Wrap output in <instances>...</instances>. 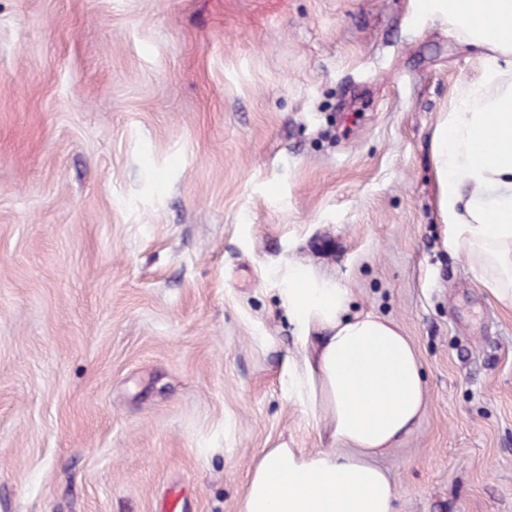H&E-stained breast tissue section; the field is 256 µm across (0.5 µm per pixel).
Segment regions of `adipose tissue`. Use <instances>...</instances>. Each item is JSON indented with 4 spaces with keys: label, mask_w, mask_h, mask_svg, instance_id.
I'll return each instance as SVG.
<instances>
[{
    "label": "adipose tissue",
    "mask_w": 512,
    "mask_h": 512,
    "mask_svg": "<svg viewBox=\"0 0 512 512\" xmlns=\"http://www.w3.org/2000/svg\"><path fill=\"white\" fill-rule=\"evenodd\" d=\"M420 4L482 51L480 84L441 113L432 136L436 209L474 280L512 307V0ZM346 307L344 289L295 273L288 314L312 347L288 387L332 445L266 449L240 512H395V486L374 460L424 412L421 365L395 320Z\"/></svg>",
    "instance_id": "obj_1"
}]
</instances>
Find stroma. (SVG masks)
Here are the masks:
<instances>
[{
	"instance_id": "35a3bbf8",
	"label": "stroma",
	"mask_w": 512,
	"mask_h": 512,
	"mask_svg": "<svg viewBox=\"0 0 512 512\" xmlns=\"http://www.w3.org/2000/svg\"><path fill=\"white\" fill-rule=\"evenodd\" d=\"M484 67L419 0H0V512H239L328 447L301 267L419 356L397 512H512V308L431 158Z\"/></svg>"
}]
</instances>
